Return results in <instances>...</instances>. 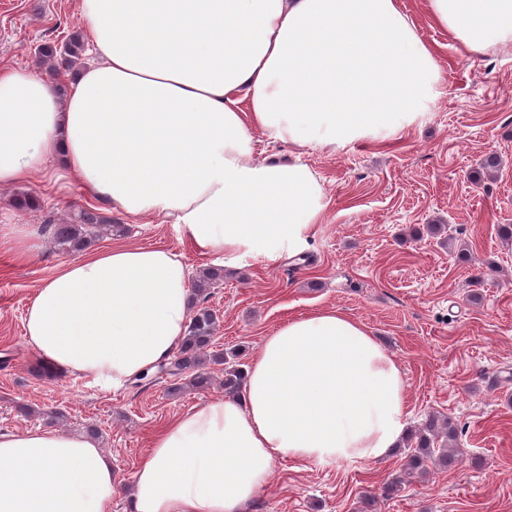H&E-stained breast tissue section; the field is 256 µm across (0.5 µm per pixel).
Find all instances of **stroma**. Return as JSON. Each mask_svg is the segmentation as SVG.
<instances>
[{
  "mask_svg": "<svg viewBox=\"0 0 512 512\" xmlns=\"http://www.w3.org/2000/svg\"><path fill=\"white\" fill-rule=\"evenodd\" d=\"M402 6L438 55L445 96L427 125L392 143L304 154L330 198L323 222L303 258L250 261L225 273L209 301L219 318L214 347L240 350L245 364L281 324L341 309L395 355L409 385L410 425L431 413L457 423L461 460L386 498L383 487L408 448L377 464L331 469L281 457L246 512H363L368 496L376 497V512H512V245L498 235L500 225L512 224V48L471 57L429 19L424 0ZM82 29L80 0H0V67L25 68L69 89L76 66L60 55L42 63L38 50L62 47ZM492 152L501 166L488 176L481 163ZM25 194L36 207L17 206ZM87 204L79 186L61 196L41 174L0 187V226L34 232L36 244L23 260L0 252V431L50 426L53 411L64 413L66 432L96 426L118 482L112 512H125L154 432L223 390L174 394L170 376L152 374L102 391L75 376L33 374L26 308L70 259L54 248L48 225ZM96 209L125 227L97 247L167 249L194 272L212 264L161 219L133 223L112 205ZM433 223L447 225L455 242L430 233Z\"/></svg>",
  "mask_w": 512,
  "mask_h": 512,
  "instance_id": "obj_1",
  "label": "stroma"
}]
</instances>
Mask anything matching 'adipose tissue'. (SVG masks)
Segmentation results:
<instances>
[{
	"instance_id": "ef3b65f1",
	"label": "adipose tissue",
	"mask_w": 512,
	"mask_h": 512,
	"mask_svg": "<svg viewBox=\"0 0 512 512\" xmlns=\"http://www.w3.org/2000/svg\"><path fill=\"white\" fill-rule=\"evenodd\" d=\"M469 54L512 47V0H426ZM95 60L59 96L0 71V187L48 173L132 218L158 216L219 265L302 252L329 207L306 163L256 159V135L308 151L385 144L444 94L434 49L400 0H80ZM191 272L165 249L115 244L37 288L25 336L38 360L119 387L187 334ZM409 417L405 375L336 309L289 320L237 394L165 423L127 512H244L277 457L332 467L385 460ZM112 461L56 428L0 432V512H112Z\"/></svg>"
}]
</instances>
